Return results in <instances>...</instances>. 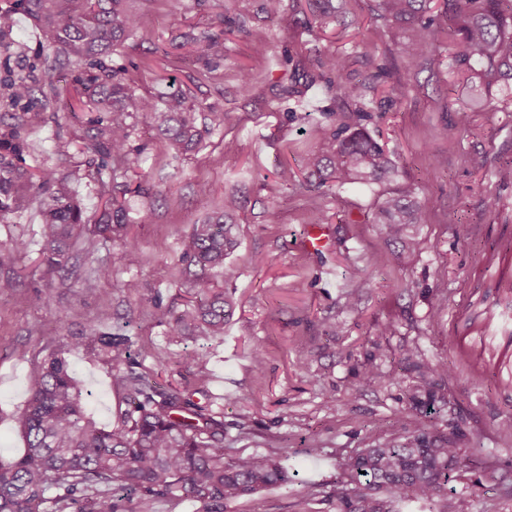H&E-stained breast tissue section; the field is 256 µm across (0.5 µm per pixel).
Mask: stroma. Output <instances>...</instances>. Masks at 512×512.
Wrapping results in <instances>:
<instances>
[{
  "instance_id": "obj_1",
  "label": "stroma",
  "mask_w": 512,
  "mask_h": 512,
  "mask_svg": "<svg viewBox=\"0 0 512 512\" xmlns=\"http://www.w3.org/2000/svg\"><path fill=\"white\" fill-rule=\"evenodd\" d=\"M285 2L270 20L260 11L261 0H210L206 11L194 0H135L145 26L117 49L113 65L128 69L139 94L186 92L198 126L208 125L214 112L227 118L186 153L169 149L153 128L136 126L131 158L147 191L127 194L125 201L133 212L152 206L155 221L127 227L137 243L135 263L124 259L120 242L83 238L67 278L50 287L39 262V201L0 220V274L20 277L15 291L0 294V339L9 343L0 349V458H15L26 448L17 419L29 399L32 361L60 337L93 326L129 336L140 372L223 411L225 456L287 449L290 482L229 503L226 512H293L307 481L319 486L311 512H335L326 494L344 460L366 447L370 432H378L381 442L401 444L424 423L408 410L418 375L403 353L415 347L452 371L441 390L448 410L439 419L440 434L456 439L465 455L493 454L502 474L500 485L489 490L477 484L475 471L463 468L450 489L469 498L472 512H512V441L501 434L512 421V290L506 286L512 256L504 251L512 239V183L498 177L512 165V107L486 106L472 113L469 128H459L457 114L467 106L460 76L409 67L399 49L409 29L384 26L372 0H342L339 23L309 32L302 29L310 17L306 0ZM0 10L14 17L12 29L0 34V139L22 144L30 170L47 167L67 176L85 221L97 223L101 158L87 144L101 115L49 108L42 125L22 124L30 103L7 96L10 78L25 76L47 92L71 84L78 70L63 66L60 47L46 44L17 0H0ZM217 12L224 15V59L210 71L188 57V41ZM328 50L344 52L353 75L368 86V128L394 151L428 211L427 223L404 225L399 238L372 223V187L317 190L301 174L310 151L330 148L317 138L316 124L333 123L337 113L354 109L335 97L324 74H315L299 104L283 93L315 73V59ZM244 70L252 77L247 93L239 89ZM399 80L410 81L411 90L393 103L386 91ZM475 156L483 168H473ZM283 168L296 172V180L281 182ZM224 189L242 200L236 216L240 245L227 260L236 276L228 280L216 270L211 279L231 293L235 310L198 368L181 359L194 340L169 335L151 316L150 302L156 298L174 308L185 303L181 241L192 225L219 211ZM491 197L503 204L499 216L486 209ZM320 211L328 217V242L314 251L303 241ZM19 234L30 251L13 261L7 245ZM99 265L111 267V281L84 292L82 278ZM125 281L138 282V291L119 290ZM46 290L51 301L35 303L34 295ZM441 295L448 302L436 329L431 313ZM328 323L341 325L342 333L325 334ZM256 340L266 350L260 375L245 356ZM158 352L167 355L165 365L156 363ZM464 359L481 369L482 378L461 370ZM68 360L85 384L95 420L114 426L124 403L108 367L83 349ZM367 363L389 381L354 392L356 373ZM201 372L207 376L203 385L197 382ZM329 394L335 405H326ZM312 444L321 448L320 456L308 455Z\"/></svg>"
}]
</instances>
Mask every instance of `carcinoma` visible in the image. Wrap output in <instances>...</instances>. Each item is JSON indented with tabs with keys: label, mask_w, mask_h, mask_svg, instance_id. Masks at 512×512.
Instances as JSON below:
<instances>
[{
	"label": "carcinoma",
	"mask_w": 512,
	"mask_h": 512,
	"mask_svg": "<svg viewBox=\"0 0 512 512\" xmlns=\"http://www.w3.org/2000/svg\"><path fill=\"white\" fill-rule=\"evenodd\" d=\"M313 22L327 28L338 22L332 0H307ZM433 0H374L373 11L387 25L421 24L432 39H409L400 51L414 68L443 64L463 72L480 91L473 98L479 107L487 98H512V0H444L432 12ZM20 6L49 44L62 46L67 61L88 65L75 77L73 90L52 89L51 101L75 112L91 107L109 114L96 127L91 149L111 160L98 167L104 187H112L99 223L88 227L67 177L51 169L34 174L14 163L20 146L0 140V217L25 207L30 186L48 193L44 199L42 264L49 279L61 275L72 258L74 237L86 230L123 241L131 262L137 246L123 238L128 214L118 195L130 191L129 142L132 115L155 127L172 146L198 148L203 131L196 125L195 105L184 93L138 95L123 67H109L104 59L134 37L143 16L125 8V0H20ZM193 55L209 66L224 59V15L211 18L210 29L195 39ZM318 68L336 77V97L353 101L357 110L336 116V124L319 126L318 135L332 143L333 152L311 151L304 159L309 176L338 187L361 183L393 182L390 191L376 190L373 224H382L395 238L403 224H423L426 207L415 196L414 184L402 181L401 171L385 149L362 124L366 86L348 72V57L336 51L317 59ZM13 100L30 99L35 88L21 78L9 84ZM241 201L224 195V211L205 224H194L182 240L183 273L195 300L175 311L152 303V315L168 327L171 336H192L206 345L224 335L234 301L222 288L209 287V271L220 267L224 277L234 271L225 265L238 247L236 224L230 214ZM112 277L101 265L85 276L80 288L91 292ZM86 349L110 369L113 385L123 394L120 425L105 429L89 414L85 385L69 369L67 354ZM258 374L265 368L264 346L255 342L246 352ZM405 360L419 374L411 394L412 408L428 417L417 434L403 444L375 445L347 457L345 479L336 482L329 498L336 512H399L402 503L428 506L429 512H472L468 498L448 489L452 473L462 467L480 470L494 480L495 463L485 457L461 454L455 441L429 440L439 430L435 420L436 394L448 378V365L429 363L424 354L407 349ZM131 338L91 328L79 336L63 337L29 372L30 398L19 422L26 452L9 461L0 459V512H153L160 500L187 499L197 512H224V505L263 489L288 484L283 449L225 457L224 412L205 409L191 398L150 382L138 371ZM386 375L366 366L355 391ZM427 401H422L419 394Z\"/></svg>",
	"instance_id": "cac0c4a2"
}]
</instances>
